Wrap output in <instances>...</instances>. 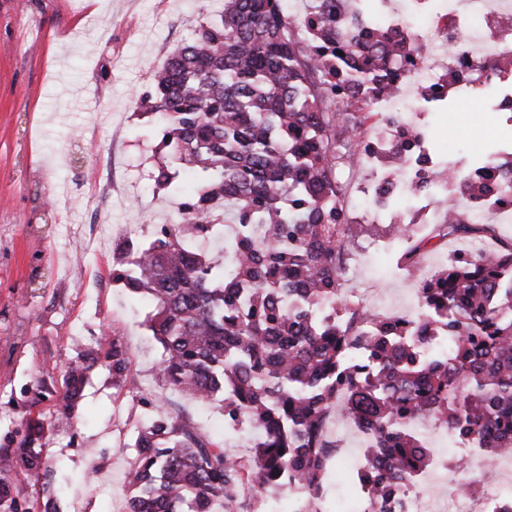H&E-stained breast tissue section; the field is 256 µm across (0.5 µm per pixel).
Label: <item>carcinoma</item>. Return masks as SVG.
I'll use <instances>...</instances> for the list:
<instances>
[{
  "label": "carcinoma",
  "instance_id": "carcinoma-1",
  "mask_svg": "<svg viewBox=\"0 0 512 512\" xmlns=\"http://www.w3.org/2000/svg\"><path fill=\"white\" fill-rule=\"evenodd\" d=\"M366 3L303 0L294 13L286 0H224L218 18L169 53L139 98L162 125L166 152L154 181L178 208L148 245L115 251L112 280L150 301L163 382L218 404L224 419L249 423L258 438L245 464L189 420L160 412L137 432L127 512H237L236 491L246 484L286 490L291 481L316 498L331 457L321 427L332 410L379 431L394 473L431 463L422 440L401 429L416 414L479 435L491 461L512 448V241L496 238L491 224L450 208L421 237L407 224L385 227L414 262L452 236L491 245L473 261L454 256L420 285L427 321L456 337L445 356L427 361L402 342L411 321L376 323L362 338L355 309L342 325L316 317L343 300L349 224L337 172L353 159L339 142L379 124L393 136L392 121L367 108L412 50L381 26L372 42H355L359 20L371 18ZM340 93L349 95L348 112L329 109ZM498 164L496 153L474 158L461 175L473 190ZM181 172L199 182L189 198ZM452 177L426 170L420 189ZM252 224L265 225L261 239ZM200 238L224 239V256L197 250ZM353 349L374 362L371 371L348 360ZM98 361L65 369L58 423H70ZM104 364L114 386L130 383L120 338ZM43 433L37 421L0 453V512L18 510L12 473L45 478Z\"/></svg>",
  "mask_w": 512,
  "mask_h": 512
}]
</instances>
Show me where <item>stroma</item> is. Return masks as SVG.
I'll return each mask as SVG.
<instances>
[{
	"mask_svg": "<svg viewBox=\"0 0 512 512\" xmlns=\"http://www.w3.org/2000/svg\"><path fill=\"white\" fill-rule=\"evenodd\" d=\"M220 9L221 0H0V449L16 447L29 419L40 418L50 469L46 486L12 477L20 512H39L50 495L58 512H126L137 431L163 410L252 459L250 427L225 434L217 406L159 378L151 307L112 280L124 225H138L145 244L175 210L151 178L162 129L139 97L170 51ZM495 91L488 85L456 112L418 119L440 160L469 158L505 133L491 110ZM403 211L399 201L368 213L346 235L347 304L367 289L415 297L418 277L400 262L404 243L377 259L365 247L383 241ZM112 336L129 349L131 384L114 387L97 367L71 425L55 426L59 400L37 395L38 383L59 384L66 365ZM310 507L355 512L346 466L328 465Z\"/></svg>",
	"mask_w": 512,
	"mask_h": 512,
	"instance_id": "1",
	"label": "stroma"
}]
</instances>
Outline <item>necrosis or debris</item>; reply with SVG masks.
<instances>
[{
  "instance_id": "obj_1",
  "label": "necrosis or debris",
  "mask_w": 512,
  "mask_h": 512,
  "mask_svg": "<svg viewBox=\"0 0 512 512\" xmlns=\"http://www.w3.org/2000/svg\"><path fill=\"white\" fill-rule=\"evenodd\" d=\"M383 18L392 38L416 46L394 90L371 104L372 111L391 117L399 132L413 134L415 130L396 111L399 100L410 101L413 111L420 114L447 110L449 103L476 96L473 74L482 70L498 87L496 112L512 118V0H453L444 13L434 0H401ZM347 149L356 164H368V194L377 208H387L392 199L406 196L413 200L421 221L429 223L434 217L433 197L438 194L450 196L458 211L476 217L488 212L495 223H512V169L492 170L489 189L479 196L472 195L462 181L453 185L437 182L436 193L430 194L418 187L422 172L436 165L424 138L414 137L411 147L402 149L393 139L362 137L349 142ZM323 432L334 436L340 448L347 440H356L361 453L354 467L360 483L380 480L395 487L383 501L365 493L360 499L362 512H512V498L501 491L502 486L512 485V448L491 461L482 451L480 438L469 436L460 439L461 454L455 462L436 456L431 468L393 475L380 464L384 450L377 431L333 413ZM446 476L461 489L450 501L435 489L436 482Z\"/></svg>"
}]
</instances>
